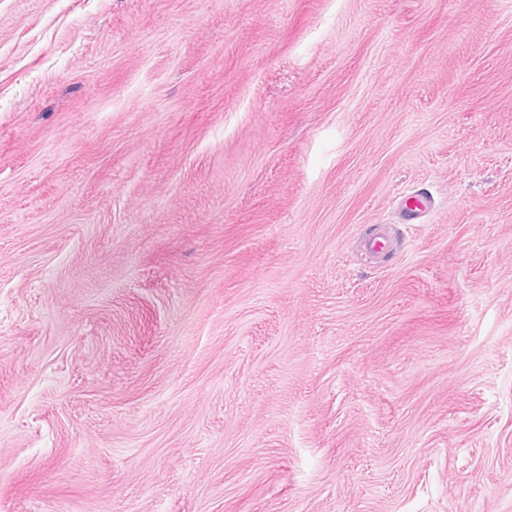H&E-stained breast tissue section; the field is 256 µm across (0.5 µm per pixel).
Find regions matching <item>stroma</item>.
<instances>
[{
  "label": "stroma",
  "instance_id": "35a3bbf8",
  "mask_svg": "<svg viewBox=\"0 0 512 512\" xmlns=\"http://www.w3.org/2000/svg\"><path fill=\"white\" fill-rule=\"evenodd\" d=\"M0 512H512V0H0Z\"/></svg>",
  "mask_w": 512,
  "mask_h": 512
}]
</instances>
